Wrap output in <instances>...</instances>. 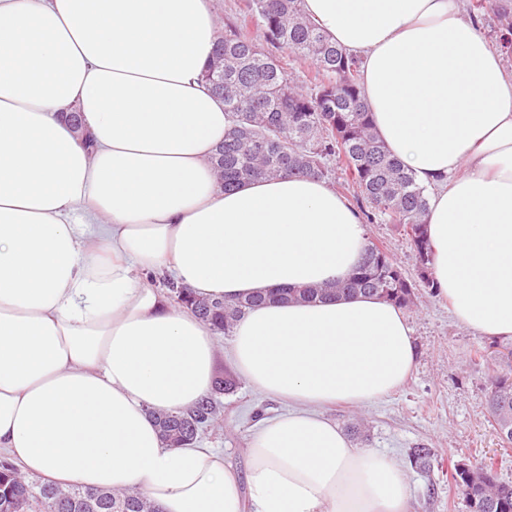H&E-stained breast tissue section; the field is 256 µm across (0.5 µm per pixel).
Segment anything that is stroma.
I'll return each instance as SVG.
<instances>
[{"label":"stroma","mask_w":512,"mask_h":512,"mask_svg":"<svg viewBox=\"0 0 512 512\" xmlns=\"http://www.w3.org/2000/svg\"><path fill=\"white\" fill-rule=\"evenodd\" d=\"M368 241L387 247L409 278H416L415 252L401 227L365 225ZM405 315L413 330L417 362L397 392L373 404L329 409L340 428L364 421L363 448H373L403 463L407 473L409 512H469L465 497L454 486L455 465L492 460L500 482L512 484V446L503 444L486 412L490 379L503 374L493 355L491 338L476 335L450 313L430 289L417 291ZM220 424L201 433L197 443L224 453L226 464L245 468L246 448L258 417L286 412L285 404L267 398L247 383L219 398ZM416 447L432 449L431 473L409 462Z\"/></svg>","instance_id":"1"}]
</instances>
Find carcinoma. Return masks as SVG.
<instances>
[{
    "instance_id": "cac0c4a2",
    "label": "carcinoma",
    "mask_w": 512,
    "mask_h": 512,
    "mask_svg": "<svg viewBox=\"0 0 512 512\" xmlns=\"http://www.w3.org/2000/svg\"><path fill=\"white\" fill-rule=\"evenodd\" d=\"M469 10L474 18L488 11L497 14L498 46L512 53V0H471ZM263 42L288 51L296 61H310V84L291 79L281 59L261 47ZM203 78L233 114V127L212 157L224 190L285 176L325 180L333 172L329 162L336 161L366 221L403 226L416 261L426 270L418 281H411L387 248L369 243L345 280L289 289L280 298L310 302L364 294L408 307L414 303L408 298L410 291L420 286L437 291L424 222L425 189L376 132L361 89L358 61L302 15L299 0H241L235 16L223 23ZM404 281L410 288L402 287ZM164 286L208 330L227 336L246 309L264 301L260 295L236 301L199 298L171 279ZM488 411L500 439L512 445L511 377L492 379ZM186 418L193 419L199 430L218 423L217 401L211 397L158 419L161 436L181 440L188 434ZM432 457L429 448L411 451V461L420 470L431 469ZM487 473L488 477L479 478L456 466L451 478L470 512H512V485L498 482L491 465ZM88 498L97 502L96 512H158L137 490L110 493L52 486L23 479L12 464L0 462V512H78V504Z\"/></svg>"
}]
</instances>
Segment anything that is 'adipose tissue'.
Masks as SVG:
<instances>
[{"label": "adipose tissue", "mask_w": 512, "mask_h": 512, "mask_svg": "<svg viewBox=\"0 0 512 512\" xmlns=\"http://www.w3.org/2000/svg\"><path fill=\"white\" fill-rule=\"evenodd\" d=\"M362 61L388 149L431 191V272L454 317L512 338V74L459 0H301ZM209 0H0V455L58 486L140 489L161 512H408L407 478L327 415L415 367L401 308L281 302L343 280L366 235L324 180L225 191L232 121L202 82ZM77 109L92 146L65 119ZM196 295H266L227 347L149 275ZM288 405L244 472L156 415L210 395L217 359Z\"/></svg>", "instance_id": "obj_1"}]
</instances>
